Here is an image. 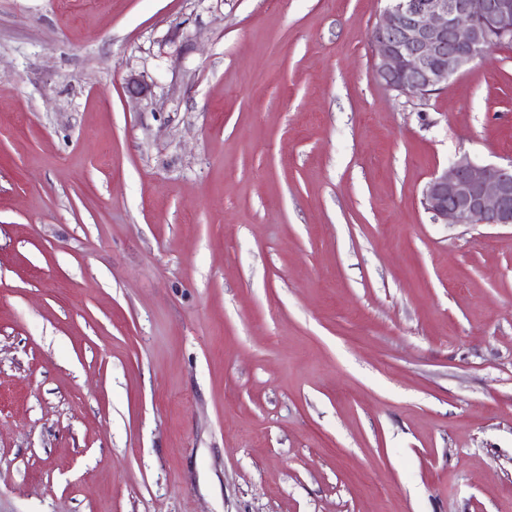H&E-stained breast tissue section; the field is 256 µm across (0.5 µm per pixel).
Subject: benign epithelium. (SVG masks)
<instances>
[{
    "mask_svg": "<svg viewBox=\"0 0 512 512\" xmlns=\"http://www.w3.org/2000/svg\"><path fill=\"white\" fill-rule=\"evenodd\" d=\"M375 78L407 98H426L492 46L512 42V0H390L373 32ZM422 204L439 224L512 226V164L463 155L433 175Z\"/></svg>",
    "mask_w": 512,
    "mask_h": 512,
    "instance_id": "obj_1",
    "label": "benign epithelium"
}]
</instances>
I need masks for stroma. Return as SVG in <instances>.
I'll return each instance as SVG.
<instances>
[{"mask_svg":"<svg viewBox=\"0 0 512 512\" xmlns=\"http://www.w3.org/2000/svg\"><path fill=\"white\" fill-rule=\"evenodd\" d=\"M387 0H0V512H512V46ZM148 87L130 98L129 75ZM390 2L372 36L374 76L398 96L429 97L490 47L512 41V0ZM422 204L439 224L512 226V164L483 165L463 155L433 175Z\"/></svg>","mask_w":512,"mask_h":512,"instance_id":"obj_1","label":"stroma"}]
</instances>
